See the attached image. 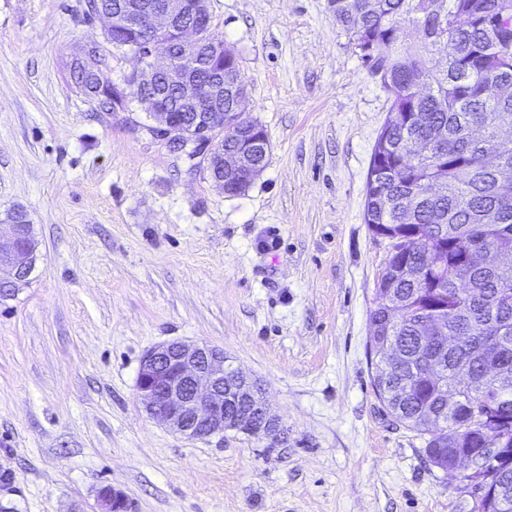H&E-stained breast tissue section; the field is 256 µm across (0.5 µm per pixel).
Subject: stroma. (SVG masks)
<instances>
[{
  "label": "stroma",
  "mask_w": 512,
  "mask_h": 512,
  "mask_svg": "<svg viewBox=\"0 0 512 512\" xmlns=\"http://www.w3.org/2000/svg\"><path fill=\"white\" fill-rule=\"evenodd\" d=\"M83 0H0V237L26 212L29 284L0 300V505L99 512H470L459 476L395 422L367 344L387 243L363 221L388 95L328 0H209L268 165L225 194L145 128L73 91L103 41ZM223 348L288 440L174 434L136 395L168 341Z\"/></svg>",
  "instance_id": "35a3bbf8"
}]
</instances>
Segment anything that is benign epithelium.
Listing matches in <instances>:
<instances>
[{
  "instance_id": "7a95c632",
  "label": "benign epithelium",
  "mask_w": 512,
  "mask_h": 512,
  "mask_svg": "<svg viewBox=\"0 0 512 512\" xmlns=\"http://www.w3.org/2000/svg\"><path fill=\"white\" fill-rule=\"evenodd\" d=\"M87 21H107L105 33L112 38L128 34L138 37L130 44L138 67L128 82L112 86V111L124 112L130 104V88H148L158 80L181 96L189 113L182 115L163 93L144 95L136 101L146 106L156 125L149 133L163 141L169 151L181 153L195 166H203L223 189L224 175H235L251 184L261 168L250 163L253 148L265 144V133L239 120L246 92L237 96L236 111L226 112L224 103V59L231 49L211 38L212 16L208 0H127L115 13L101 7L87 10ZM201 57L211 77H192L182 70L175 56ZM253 132L235 148L224 147V135ZM39 255L32 225H12L11 237L0 239V297L8 298L29 282ZM136 390L147 414L173 432L189 439H206L236 431L268 440L288 439V430L271 414L257 385L226 364L224 350L207 344L173 341L145 352L137 374ZM496 436L478 454L458 453L448 471L480 472L512 463L506 447L512 421L495 418ZM104 512H125L122 493L105 487L100 492Z\"/></svg>"
}]
</instances>
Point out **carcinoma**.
I'll return each instance as SVG.
<instances>
[{
	"label": "carcinoma",
	"instance_id": "cac0c4a2",
	"mask_svg": "<svg viewBox=\"0 0 512 512\" xmlns=\"http://www.w3.org/2000/svg\"><path fill=\"white\" fill-rule=\"evenodd\" d=\"M473 0H328L336 23L348 32L372 74L389 95L390 110L410 117L384 125L373 153L385 149L384 164L367 176L364 221L396 239L375 292L390 291L392 304L371 310L370 347L384 354L385 336L395 337L397 356L374 380L385 387L383 402L396 420L428 436L425 453L433 466L448 469L456 450L483 448L494 410L481 393L494 389L486 372L491 361L506 373L498 391L512 414V338L491 335L512 330V272L494 257L512 256V200L498 193L500 167L512 168V141L499 139L500 121L512 118V57H505L490 28L472 20ZM451 43L441 63L434 48ZM383 44L372 57L368 45ZM78 93L100 110L112 107V79L97 63L70 70ZM241 70L238 57L225 58L224 111H234ZM422 138L442 157L410 154L406 144ZM481 246L492 252L457 280L455 260ZM441 317L454 346L441 348L427 337L425 324ZM471 396L468 405L448 409V388ZM483 477L512 501V468L465 474Z\"/></svg>",
	"mask_w": 512,
	"mask_h": 512
}]
</instances>
